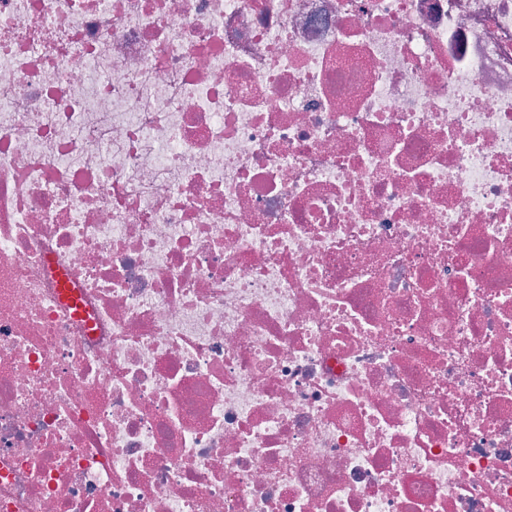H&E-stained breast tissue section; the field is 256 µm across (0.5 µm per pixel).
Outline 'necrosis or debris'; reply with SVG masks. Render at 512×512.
Here are the masks:
<instances>
[{"label": "necrosis or debris", "mask_w": 512, "mask_h": 512, "mask_svg": "<svg viewBox=\"0 0 512 512\" xmlns=\"http://www.w3.org/2000/svg\"><path fill=\"white\" fill-rule=\"evenodd\" d=\"M0 512H512V0H0Z\"/></svg>", "instance_id": "1"}]
</instances>
